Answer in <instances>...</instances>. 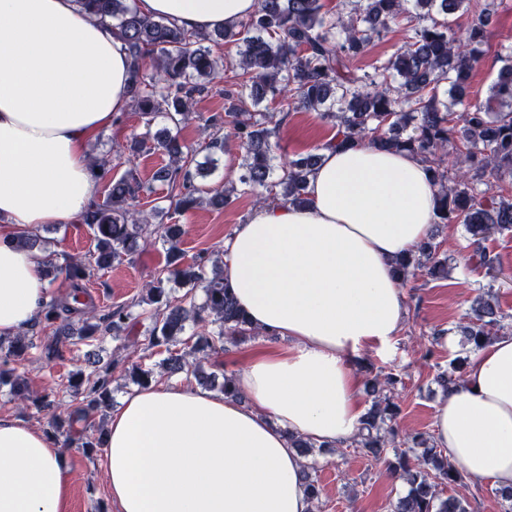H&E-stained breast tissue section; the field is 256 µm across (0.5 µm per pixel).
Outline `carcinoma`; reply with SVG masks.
I'll return each mask as SVG.
<instances>
[{"instance_id": "carcinoma-1", "label": "carcinoma", "mask_w": 512, "mask_h": 512, "mask_svg": "<svg viewBox=\"0 0 512 512\" xmlns=\"http://www.w3.org/2000/svg\"><path fill=\"white\" fill-rule=\"evenodd\" d=\"M470 2L345 0L343 11L329 16L321 0H257L254 13L236 26L206 35L143 16L134 0H76L82 10L118 30L131 58L133 110L148 126L158 118L175 127L189 122L197 96L207 89L200 80L225 72L224 59L214 56L205 42L217 38L237 48L240 72L232 76L233 88L224 90L228 102L224 119L208 120L203 150L212 164L213 155L224 152L226 141L234 137L244 152L242 171L237 182L207 197L194 184L192 163L197 151L169 130L159 132L157 148L168 163L156 171L154 180L182 185L183 192L172 202L175 209L189 210L206 200L223 206L238 193L252 196L258 206L270 201L297 206L307 202L306 185L318 154L299 153L276 165L271 143L276 128L270 126L274 114L258 110L267 95L277 96L284 85L288 95L280 99L281 110L320 112L336 126V144L366 140L380 149L412 153L426 163L437 187L434 223L462 225L471 236L472 257L492 270L497 259L481 242L495 232H512V195L503 194V185H512V54L502 59L486 102L465 100L479 46L497 7V0H485L470 10L468 26L458 36L449 17ZM400 17L414 22L413 36L405 46L375 62L370 74L353 69L350 60ZM445 81L448 90L443 99L439 87ZM226 124L232 129L230 136L223 133ZM488 175L494 182L485 180ZM149 191L151 187L131 172L112 180L104 200L93 203L82 216L93 233L92 249L63 265L49 263L52 273H62L72 282L69 297L49 296L28 330L12 339L0 338V387H9L10 395L31 415L46 416L54 434L77 441L88 452L103 447L105 430L101 427L98 435H87L81 424L89 412L112 406L111 372L121 370L139 387L153 381L152 367L130 359L140 345L164 350L161 364L169 372L190 374L208 383L215 376L197 369L195 346L188 345L189 339L199 340L218 356L226 344L257 335L224 283L223 266L215 260L208 272L203 256L184 264L178 247L182 227L148 224L136 202ZM155 234L169 244L167 262L145 284L138 301L102 314L81 303L80 282L95 271L107 272L132 260ZM419 271L431 277L448 273V262L439 257L431 238L397 264L404 284ZM173 281L201 289L204 302L197 304L192 297L172 299L169 284ZM473 318L464 333L477 347L494 335L512 332L504 328L489 298L474 309ZM189 325L208 331L184 339ZM37 326L51 332L44 345L48 359L55 358L59 345L73 336L95 341L109 335L122 338V349L131 354L105 363L97 360L90 372L79 368L58 391L39 396L15 374L16 366L26 361L28 350L35 346L29 332ZM464 363L457 360L452 369L439 372L435 382L443 389L457 385ZM400 383L393 373L368 380L373 401L350 447L385 463L391 475L406 485L407 492L393 512H467L460 499L441 498L445 487L463 484L466 473L448 461L431 438L402 434L394 427ZM318 471L315 461L302 471L305 492L315 503L321 495Z\"/></svg>"}]
</instances>
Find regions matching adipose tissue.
Returning <instances> with one entry per match:
<instances>
[{
    "label": "adipose tissue",
    "mask_w": 512,
    "mask_h": 512,
    "mask_svg": "<svg viewBox=\"0 0 512 512\" xmlns=\"http://www.w3.org/2000/svg\"><path fill=\"white\" fill-rule=\"evenodd\" d=\"M188 32L230 27L257 0H135ZM130 58L76 0H0V336L22 333L48 296L45 254L21 230L81 216L98 169L86 145L129 109ZM308 202L255 209L224 241V281L252 328L288 347L236 372L239 397L149 385L106 429L114 512H314L289 435L341 446L363 414L354 365L405 318L398 258L431 233L436 188L406 152L319 149ZM432 440L475 479L512 487V334L477 349L434 411ZM58 442L0 419V512H68Z\"/></svg>",
    "instance_id": "1"
}]
</instances>
